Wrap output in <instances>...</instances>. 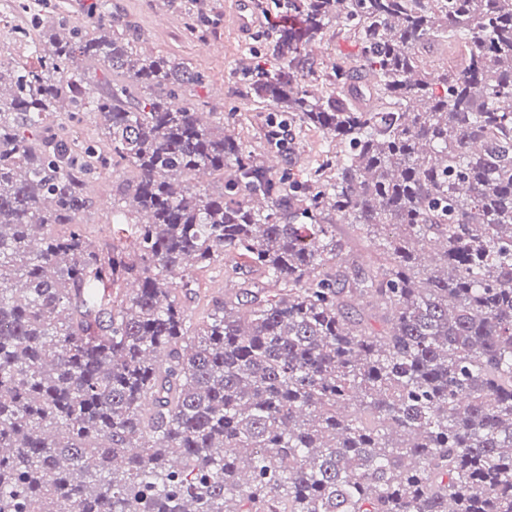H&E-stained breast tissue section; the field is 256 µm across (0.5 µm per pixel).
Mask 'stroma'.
<instances>
[{"label": "stroma", "instance_id": "1", "mask_svg": "<svg viewBox=\"0 0 512 512\" xmlns=\"http://www.w3.org/2000/svg\"><path fill=\"white\" fill-rule=\"evenodd\" d=\"M20 0H0V59L17 64H36L31 42L18 38L16 30L27 18L19 8ZM188 0H112L140 36V47L151 56H171L184 61L201 76L183 96L184 104L199 112L234 113L262 126L271 119L269 106L246 100L239 73L250 64H264L272 58L268 40L255 36L239 38L226 25L224 14L228 0H200L202 18L190 22L185 12ZM168 17L166 25H156L158 14ZM125 169L105 170L88 186L91 206L81 214V230L89 241L108 248L112 239L129 237L130 225L112 221V204L118 188L128 177ZM196 294L183 301L188 325L201 322L212 302L227 293L223 261L198 264L191 269Z\"/></svg>", "mask_w": 512, "mask_h": 512}]
</instances>
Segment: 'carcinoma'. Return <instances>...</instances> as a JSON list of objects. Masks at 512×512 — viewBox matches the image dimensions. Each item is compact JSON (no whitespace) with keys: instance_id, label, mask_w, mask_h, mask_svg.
I'll use <instances>...</instances> for the list:
<instances>
[{"instance_id":"obj_1","label":"carcinoma","mask_w":512,"mask_h":512,"mask_svg":"<svg viewBox=\"0 0 512 512\" xmlns=\"http://www.w3.org/2000/svg\"><path fill=\"white\" fill-rule=\"evenodd\" d=\"M277 2L248 84L328 141L299 176L179 103L198 74L111 0L0 61V512H512V0ZM59 106L103 147L45 134ZM109 167L134 253L79 229ZM228 254L267 285L186 328L188 263ZM311 45L313 46L309 47V53L313 54L318 60H332L340 55H352L355 51V46L348 41H329ZM312 49H315L316 52H312ZM336 234L340 237L346 248V252L353 257H358L361 261H367L374 255V246L365 238L359 236L351 224L336 225Z\"/></svg>"}]
</instances>
